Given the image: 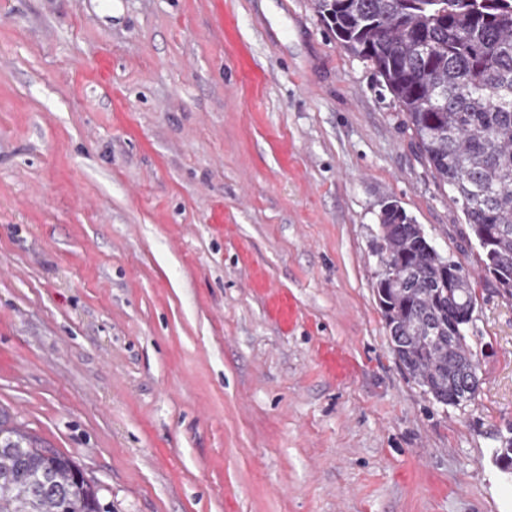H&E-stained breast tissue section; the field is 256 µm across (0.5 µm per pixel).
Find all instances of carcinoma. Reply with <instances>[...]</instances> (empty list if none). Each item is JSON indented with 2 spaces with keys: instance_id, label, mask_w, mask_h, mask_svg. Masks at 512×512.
Segmentation results:
<instances>
[{
  "instance_id": "carcinoma-1",
  "label": "carcinoma",
  "mask_w": 512,
  "mask_h": 512,
  "mask_svg": "<svg viewBox=\"0 0 512 512\" xmlns=\"http://www.w3.org/2000/svg\"><path fill=\"white\" fill-rule=\"evenodd\" d=\"M340 45L370 62L405 112L436 182L448 186L485 278L512 297V0H312ZM376 284L404 372L442 405L475 399L467 344L477 298L396 201L381 211ZM0 443V512H102L74 461L22 423Z\"/></svg>"
}]
</instances>
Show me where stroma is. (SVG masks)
<instances>
[{
    "instance_id": "1",
    "label": "stroma",
    "mask_w": 512,
    "mask_h": 512,
    "mask_svg": "<svg viewBox=\"0 0 512 512\" xmlns=\"http://www.w3.org/2000/svg\"><path fill=\"white\" fill-rule=\"evenodd\" d=\"M394 199L472 271L475 400L400 368ZM311 0H0V409L106 512H512V297Z\"/></svg>"
}]
</instances>
